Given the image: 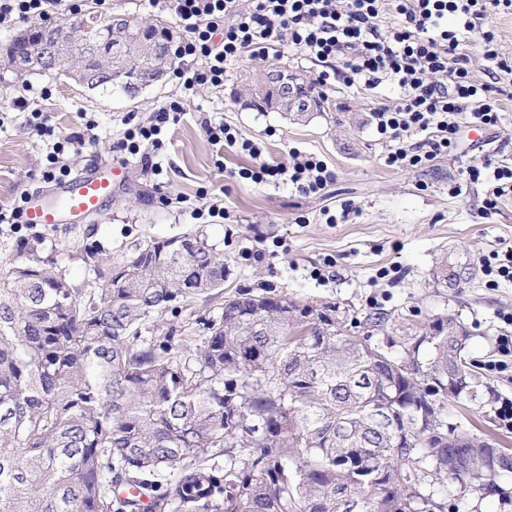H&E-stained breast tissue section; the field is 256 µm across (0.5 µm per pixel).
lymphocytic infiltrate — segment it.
Wrapping results in <instances>:
<instances>
[{"label":"lymphocytic infiltrate","mask_w":512,"mask_h":512,"mask_svg":"<svg viewBox=\"0 0 512 512\" xmlns=\"http://www.w3.org/2000/svg\"><path fill=\"white\" fill-rule=\"evenodd\" d=\"M178 28L174 72L185 92L221 86L227 72L246 59H266L284 48L319 65L316 82L329 87L364 83L368 89L396 87L394 99L378 103L372 124L386 146L385 166L416 171L455 156L463 124L498 126L503 100H512V60L501 53L485 20L512 15V0H167ZM77 0H0V22L17 18L54 21L79 13ZM479 35L488 81L474 78L461 41ZM184 107L174 100L148 120L127 123L110 149L138 157L143 170L159 174L169 123ZM212 144L248 152L254 164L239 178L256 184L288 182L302 195L321 194L336 175L316 154L290 148L287 163L262 161V151L229 124L204 121ZM482 181L481 218L512 199V163L491 171L472 166Z\"/></svg>","instance_id":"lymphocytic-infiltrate-1"}]
</instances>
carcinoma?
I'll return each instance as SVG.
<instances>
[{"instance_id":"obj_1","label":"carcinoma","mask_w":512,"mask_h":512,"mask_svg":"<svg viewBox=\"0 0 512 512\" xmlns=\"http://www.w3.org/2000/svg\"><path fill=\"white\" fill-rule=\"evenodd\" d=\"M33 23L0 53L47 52ZM161 19L78 29L44 72L80 70L90 89L131 95L175 60ZM122 40L124 58L83 59L82 42ZM243 88L288 112L277 90ZM0 268V512H448L507 500L512 449L448 422V403L483 411L470 331L439 317L400 356L352 336L332 303L240 291L198 338L173 347L142 329L224 287V254L198 234L155 238L95 270L88 295L33 245ZM474 269L444 257L434 281Z\"/></svg>"}]
</instances>
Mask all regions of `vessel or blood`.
Masks as SVG:
<instances>
[{
  "label": "vessel or blood",
  "mask_w": 512,
  "mask_h": 512,
  "mask_svg": "<svg viewBox=\"0 0 512 512\" xmlns=\"http://www.w3.org/2000/svg\"><path fill=\"white\" fill-rule=\"evenodd\" d=\"M107 176L91 174L57 182L50 197L28 196L24 206L25 221L45 227L62 223L64 219L77 220L104 210L112 199L113 182L125 179V167L108 163Z\"/></svg>",
  "instance_id": "obj_1"
}]
</instances>
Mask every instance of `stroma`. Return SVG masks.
I'll list each match as a JSON object with an SVG mask.
<instances>
[{"instance_id":"35a3bbf8","label":"stroma","mask_w":512,"mask_h":512,"mask_svg":"<svg viewBox=\"0 0 512 512\" xmlns=\"http://www.w3.org/2000/svg\"><path fill=\"white\" fill-rule=\"evenodd\" d=\"M81 13L101 20L117 14L170 17L164 0H107L103 7L97 0H82ZM264 66L261 60L243 61L228 73L223 87L189 95L170 75L130 98L88 90L53 72L18 70L0 55V106L10 109L0 124V207L11 206L22 192L45 186L41 169L47 142L10 107L24 86L48 88V96L35 99L33 106L48 113L56 135L85 133L86 118L96 120V138L69 156L76 176L111 160L109 145L121 134L124 117L144 119L171 100L185 101L159 156L162 176L129 161L125 181L100 213L22 236L0 233V268L18 257L22 243H34L43 258L67 269L73 287L84 289L94 280L95 266L125 260L139 243L196 231L223 251L229 275L212 300H191L177 319L179 325L188 327L199 316L220 313L225 297L248 289L339 305L355 320L356 335H372L399 354L432 320L452 316L469 328L468 353L479 361L483 382L498 393V406H511L512 369L501 371L494 364L499 358L497 337L512 334V282L487 286L481 259L512 249V200L502 203L498 214L480 218L484 186L471 182L466 169L512 160V100L504 101L498 127L479 133L463 127L457 157L402 172L385 167L386 147L370 117L374 104L396 96L394 87L357 92L336 85L325 94L324 111L296 123L284 113L257 108L241 95V76ZM205 120L237 127L262 145V156L270 162H287L292 147L316 153L335 170L336 181L327 195L305 197L285 183L236 178V170L250 166L251 157L235 149L218 152L201 127ZM219 158L224 161L220 169L215 166ZM453 182L460 184V195L449 194ZM203 187L222 194L230 221L193 217V209L207 207L196 196ZM162 195L169 197V204L159 203ZM345 204L353 208L348 220L326 223L324 210L337 211ZM257 247L264 249V260L245 261L244 252ZM445 256L471 264L473 278L457 288L438 286L432 270ZM317 269L323 279H315ZM381 317L384 329L373 330V322Z\"/></svg>"}]
</instances>
